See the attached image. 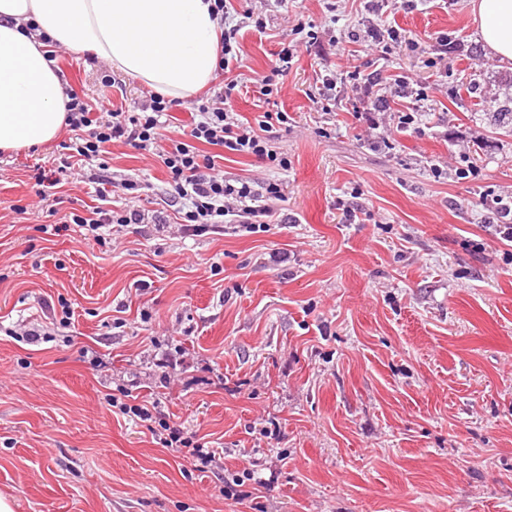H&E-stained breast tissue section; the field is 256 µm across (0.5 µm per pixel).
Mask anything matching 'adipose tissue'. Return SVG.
Masks as SVG:
<instances>
[{
    "mask_svg": "<svg viewBox=\"0 0 512 512\" xmlns=\"http://www.w3.org/2000/svg\"><path fill=\"white\" fill-rule=\"evenodd\" d=\"M485 48L512 65V0H469ZM173 99L214 78L218 24L209 0H0V150L52 142L65 88L28 23Z\"/></svg>",
    "mask_w": 512,
    "mask_h": 512,
    "instance_id": "obj_1",
    "label": "adipose tissue"
}]
</instances>
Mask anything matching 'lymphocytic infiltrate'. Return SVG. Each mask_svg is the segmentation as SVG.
<instances>
[{
	"mask_svg": "<svg viewBox=\"0 0 512 512\" xmlns=\"http://www.w3.org/2000/svg\"><path fill=\"white\" fill-rule=\"evenodd\" d=\"M231 7V0H213L211 11L223 24L215 73L220 90L193 103L185 136L166 135V117L173 103L164 96L151 94L136 111L128 112L114 107L111 101L93 103L77 92H69L66 125L71 137L62 147L68 158L87 167L88 180L94 184L99 199L98 205L70 211L69 223L102 243L111 239L116 226L151 224L160 231L174 225L179 233L186 234L216 231L223 225L235 224L255 233L278 223L276 203L282 198L278 183H266L259 193L250 181L226 179L219 165L228 152L275 162L282 167L287 164L286 159L274 153L268 138L274 125L287 124V113L266 111L257 122L250 123L241 120L229 104L236 87L229 75L242 61L237 30L225 25ZM117 141L157 157L165 167L167 195L181 202L177 222H170L164 211L132 206V199L139 196L137 181H115L108 176L104 157L108 146ZM116 189L127 198V205H113L112 192ZM109 404L120 414L150 428L159 444L188 459L194 471L207 473L215 469L216 450L203 447L187 436L180 425L158 422L155 407L130 403L116 396L110 398Z\"/></svg>",
	"mask_w": 512,
	"mask_h": 512,
	"instance_id": "f902f5d3",
	"label": "lymphocytic infiltrate"
}]
</instances>
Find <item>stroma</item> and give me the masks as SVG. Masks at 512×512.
I'll list each match as a JSON object with an SVG mask.
<instances>
[{"label": "stroma", "instance_id": "obj_1", "mask_svg": "<svg viewBox=\"0 0 512 512\" xmlns=\"http://www.w3.org/2000/svg\"><path fill=\"white\" fill-rule=\"evenodd\" d=\"M330 2L262 0L263 34L243 26L245 0L228 20L243 50L234 111L289 116L270 134L287 167L224 156L225 178L280 183L284 221L269 231L46 234L96 203L73 179L45 188L64 199L57 214L35 205L32 170L55 168L68 131L0 151V496L14 512H512V244L482 204L512 198V68L479 41L467 0ZM300 20L325 49L300 50L258 107L248 87ZM372 22L417 46L382 50ZM55 65L93 101L130 108L148 93L121 72L104 88L106 63L66 47ZM353 69L383 78L379 129L359 116L363 95L337 92L328 112L311 99L317 76ZM420 76L436 92L398 129L413 101L395 81ZM105 160L142 184V208L163 198L157 159L117 142ZM23 324L50 340H17ZM165 353L179 361L172 389L154 365ZM121 381L222 449L221 470L194 471L113 413ZM246 469L247 498L225 496V475Z\"/></svg>", "mask_w": 512, "mask_h": 512}]
</instances>
